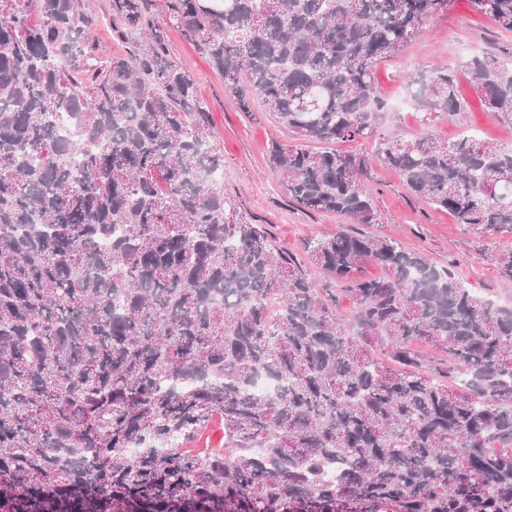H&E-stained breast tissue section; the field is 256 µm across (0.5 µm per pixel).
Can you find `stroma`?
Listing matches in <instances>:
<instances>
[{"instance_id":"obj_1","label":"stroma","mask_w":512,"mask_h":512,"mask_svg":"<svg viewBox=\"0 0 512 512\" xmlns=\"http://www.w3.org/2000/svg\"><path fill=\"white\" fill-rule=\"evenodd\" d=\"M83 5L97 18L91 39L98 53L104 57L131 56L135 43L118 37L113 29L111 0H83ZM148 12L152 21L164 27L171 59L193 75L198 94L207 106L224 149L225 188L242 211L267 226L281 248L302 255L307 242L336 228L343 218L334 213L309 212L289 201L285 184L269 167V151L273 143H292V135L259 101H252L249 111L241 110L208 55L170 24L166 0H151ZM487 53L511 62L512 31L477 13L469 0H450L447 10L427 20L398 59L378 67L377 89L384 110L378 118L377 134L396 129L411 138L422 131V112L412 98L408 76L427 75L439 67L456 69L472 56ZM459 87L469 102V112L460 122L438 120L435 132L451 141L468 132L489 143L512 144V126L500 123L485 110L467 78H460ZM337 149L371 157L365 187L375 200L379 221L368 225V232L395 237L406 249L423 253L435 265H453L474 293L512 303V283L502 281L496 270L497 256L512 252L511 235L493 242L484 240L448 213L414 196L394 170L375 158L374 141L345 142Z\"/></svg>"}]
</instances>
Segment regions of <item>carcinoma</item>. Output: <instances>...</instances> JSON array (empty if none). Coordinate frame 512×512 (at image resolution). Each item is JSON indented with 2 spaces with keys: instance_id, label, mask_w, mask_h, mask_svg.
I'll return each instance as SVG.
<instances>
[{
  "instance_id": "1",
  "label": "carcinoma",
  "mask_w": 512,
  "mask_h": 512,
  "mask_svg": "<svg viewBox=\"0 0 512 512\" xmlns=\"http://www.w3.org/2000/svg\"><path fill=\"white\" fill-rule=\"evenodd\" d=\"M147 2L112 0L139 38L103 64L79 0H0V512H512V306L363 232L367 157L307 147L373 137L377 67L441 0H169L242 110L257 97L295 136L269 153L289 201L349 220L307 248L347 324L224 189ZM469 2L512 30V0ZM462 72L512 126V67ZM411 83L425 132L380 137V161L456 223L512 234V146L431 130L469 110L456 70ZM217 419L224 450L181 449ZM307 271L311 278L318 282L320 286H327V288H331L333 294L336 295V306L339 314L342 318L346 320L349 319L352 310V301L350 300L349 295L338 289L339 287L334 283L331 284L333 280L329 279L319 268L308 266Z\"/></svg>"
}]
</instances>
